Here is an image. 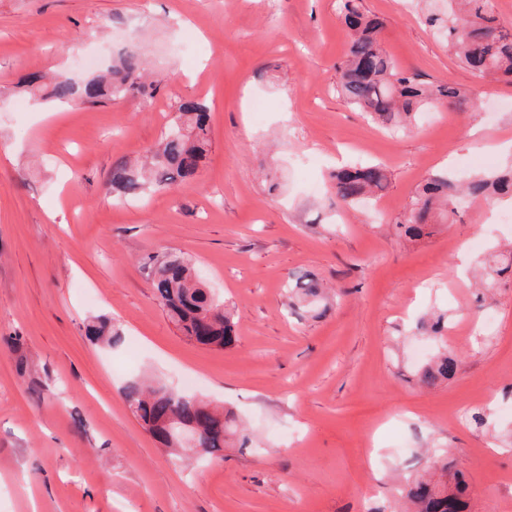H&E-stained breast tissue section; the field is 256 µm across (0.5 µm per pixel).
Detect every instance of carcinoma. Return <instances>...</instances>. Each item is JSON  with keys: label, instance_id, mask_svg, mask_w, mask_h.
Wrapping results in <instances>:
<instances>
[{"label": "carcinoma", "instance_id": "cac0c4a2", "mask_svg": "<svg viewBox=\"0 0 512 512\" xmlns=\"http://www.w3.org/2000/svg\"><path fill=\"white\" fill-rule=\"evenodd\" d=\"M460 6L467 20L459 21L457 10L450 8L448 17L436 18L448 38L449 50L467 68L482 77L512 81V30L502 25L491 9V0H448ZM341 19L347 29L349 45L336 68L341 73L336 90L368 116L389 127L408 124L417 110L443 101L454 107L466 103V95L455 85L432 84L416 74L402 71L382 45L383 21L357 4V0H338ZM43 76L32 74L25 81V91L62 104L80 101L98 104L128 95L143 100L153 97L155 80L149 78L145 59L137 50L122 52L112 70L84 84L67 77H57L51 85L41 84ZM178 116L158 147L150 151V161L132 164L124 159L112 167L110 185L118 197H137L148 189L162 190L196 178L204 165L210 144L209 113L197 99H182L176 105ZM332 194L336 200L351 204L385 190L389 176L380 164H367L340 169L330 175ZM512 191V167L473 175L461 182L445 173L429 176L418 188L415 201L404 218L397 223L399 232L409 239L429 234L435 224L455 213L451 208L459 194L491 200ZM489 280L506 272L512 274V256L496 255L494 263H483ZM146 275L158 303L182 335L203 347L230 348L236 342V324L224 305L214 301L193 273L188 259L177 251L145 264ZM289 288L295 298L304 301L310 311L323 315L329 310L326 289L315 275L301 271L291 277ZM445 314H432L419 321L418 328L432 336L445 329ZM85 333L91 340L115 346L121 333L109 318L88 322ZM456 361L446 353L429 363L419 381L432 387L452 377ZM121 394L134 417L143 425L177 418L185 424L202 428L195 447L185 449L187 455L204 449L212 456L224 451L227 437L248 441L239 430L233 414L212 407L199 397L169 388L157 377L151 381L133 378L125 383ZM467 486L462 476L434 481L419 478L412 482L407 496L416 512H464Z\"/></svg>", "mask_w": 512, "mask_h": 512}]
</instances>
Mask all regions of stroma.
Segmentation results:
<instances>
[{"label":"stroma","instance_id":"1","mask_svg":"<svg viewBox=\"0 0 512 512\" xmlns=\"http://www.w3.org/2000/svg\"><path fill=\"white\" fill-rule=\"evenodd\" d=\"M361 4L400 68L478 111L437 102L392 133L348 105L337 0H0V512H409L402 480L433 471L432 448L463 473L466 512H512V278L460 277L512 243L507 208L464 197L431 236L394 228L431 174L512 165V82L462 65L419 0ZM129 48L161 80L151 101L18 91ZM183 98L210 108L199 177L116 197L113 163L154 146ZM356 162L389 185L337 202L330 174ZM170 249L229 305L233 347L188 342L155 300L141 262ZM296 271L335 290L325 316L289 310ZM431 308L439 340L416 329ZM99 316L118 347L85 336ZM443 350L454 375L422 387ZM142 374L232 409L249 447L168 454L121 395Z\"/></svg>","mask_w":512,"mask_h":512}]
</instances>
